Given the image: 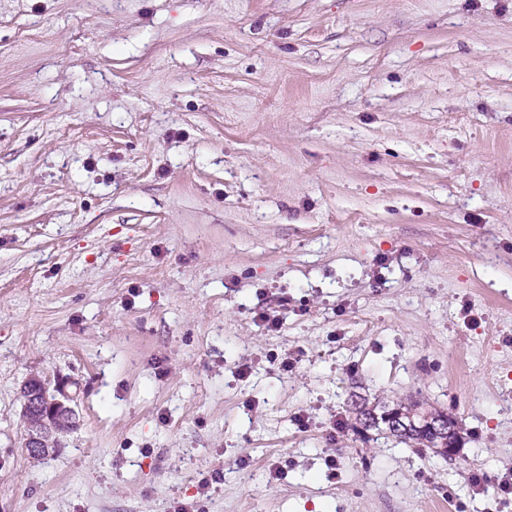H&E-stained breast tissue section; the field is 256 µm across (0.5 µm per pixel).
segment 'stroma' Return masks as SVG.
I'll list each match as a JSON object with an SVG mask.
<instances>
[{
  "label": "stroma",
  "instance_id": "obj_1",
  "mask_svg": "<svg viewBox=\"0 0 512 512\" xmlns=\"http://www.w3.org/2000/svg\"><path fill=\"white\" fill-rule=\"evenodd\" d=\"M32 375L78 412L39 462ZM413 401L455 459L360 419ZM508 471L512 0H0V512H512Z\"/></svg>",
  "mask_w": 512,
  "mask_h": 512
}]
</instances>
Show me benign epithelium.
<instances>
[{"label": "benign epithelium", "mask_w": 512, "mask_h": 512, "mask_svg": "<svg viewBox=\"0 0 512 512\" xmlns=\"http://www.w3.org/2000/svg\"><path fill=\"white\" fill-rule=\"evenodd\" d=\"M22 393L23 448L31 458L41 459L56 450L58 435L75 426L74 397L59 382L48 393L47 383L37 376L27 380Z\"/></svg>", "instance_id": "obj_1"}]
</instances>
